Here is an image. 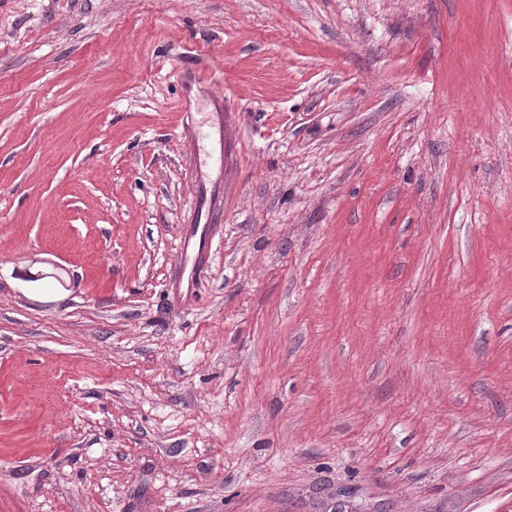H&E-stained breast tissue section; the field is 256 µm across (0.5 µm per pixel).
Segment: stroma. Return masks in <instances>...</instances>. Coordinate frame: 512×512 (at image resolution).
<instances>
[{
	"label": "stroma",
	"mask_w": 512,
	"mask_h": 512,
	"mask_svg": "<svg viewBox=\"0 0 512 512\" xmlns=\"http://www.w3.org/2000/svg\"><path fill=\"white\" fill-rule=\"evenodd\" d=\"M0 512H512V0H0Z\"/></svg>",
	"instance_id": "stroma-1"
}]
</instances>
